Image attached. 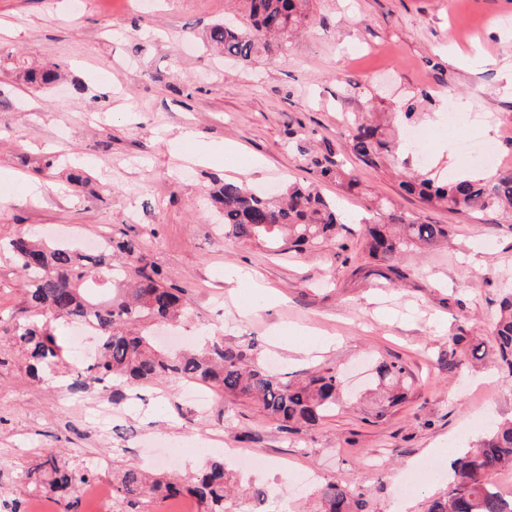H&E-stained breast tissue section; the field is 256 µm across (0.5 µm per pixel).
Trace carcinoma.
Instances as JSON below:
<instances>
[{"label":"carcinoma","mask_w":512,"mask_h":512,"mask_svg":"<svg viewBox=\"0 0 512 512\" xmlns=\"http://www.w3.org/2000/svg\"><path fill=\"white\" fill-rule=\"evenodd\" d=\"M310 0H239L241 16L219 21L206 34V43L226 58H281L290 37L307 26ZM59 73L52 69L28 70L30 84H50ZM350 146L356 159L380 169L388 163L403 167L401 187L431 207L454 212L496 211L512 222V167L500 168L487 178L456 175L440 181L425 171L412 169L414 157L403 151L388 126L371 118L350 117ZM214 201L224 215V235L264 244L274 251L300 252L337 239L345 230L336 203L315 187L292 183L285 195L272 197L239 182L225 181L214 192ZM450 224H425L392 209L364 228L363 245L369 256L393 261L409 248L447 242L453 236ZM20 270L22 288L31 319L10 330L0 342V366L16 354L26 361V374L52 384L57 369H70L72 389L91 382H117L134 387L145 382L175 380L205 385L226 395L254 401L272 422L290 431L312 429L331 416L349 394L342 372L329 367L297 382L282 381L262 368L248 367L247 354L212 341L199 352L171 351L159 346L153 336L158 324H173L186 303L182 289L164 283L159 270L146 262L135 244L109 234L107 249L83 253L65 244H33L24 237L5 246ZM132 288L116 299L97 300V293L114 280ZM93 319L98 347L93 362L67 363L65 347L55 335L56 324ZM472 351L491 350L498 368L512 377V292L499 302L491 341L469 342ZM413 390L407 367L388 359L376 361L373 383L366 394L374 396L375 418H386L406 401ZM512 470V419L494 422L480 442L469 443L450 462L448 490L423 502L422 512H512V499L496 488L494 476ZM43 489L65 500L63 512H71L77 485L86 480L47 453L37 467ZM231 478L224 458L210 460L206 470L191 485L136 467L112 469V506L115 512H139L146 500L175 499L190 495L199 512H228ZM309 512H365L364 493L348 481L326 482L312 493Z\"/></svg>","instance_id":"obj_1"}]
</instances>
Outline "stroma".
Instances as JSON below:
<instances>
[{
	"label": "stroma",
	"instance_id": "stroma-1",
	"mask_svg": "<svg viewBox=\"0 0 512 512\" xmlns=\"http://www.w3.org/2000/svg\"><path fill=\"white\" fill-rule=\"evenodd\" d=\"M235 0H0V240L67 234L70 243L124 229L167 284L182 288L174 331L245 350L281 379L379 357L414 374V393L383 421L344 406L316 429L279 428L254 404L211 392L194 409L179 382L137 392L94 386L67 406L69 373L31 382L14 359L0 367V499L28 502V474L47 451L89 480L113 467L186 476L230 451L257 463L235 512H300L289 473L345 479L368 512H420L448 483L449 439L475 438L512 418V380L491 358L447 362L454 337L487 333L512 289V223L449 212L402 192L394 168L350 151L346 116L389 112L427 94L417 129L427 164L462 172L460 137L498 141L512 159V0H311L310 21L284 58L246 63L208 50L205 33ZM28 67L60 70L34 86ZM461 103L457 129L441 106ZM193 138H185V131ZM65 155L93 179L71 184ZM54 160L53 175L39 169ZM344 162L355 185L325 169ZM250 187L301 181L335 199L347 229L303 253H273L225 237L209 194L226 180ZM428 224L447 243L387 263L361 253V219L380 204ZM22 278L0 250V329L27 317ZM329 338L312 355L299 348Z\"/></svg>",
	"mask_w": 512,
	"mask_h": 512
}]
</instances>
